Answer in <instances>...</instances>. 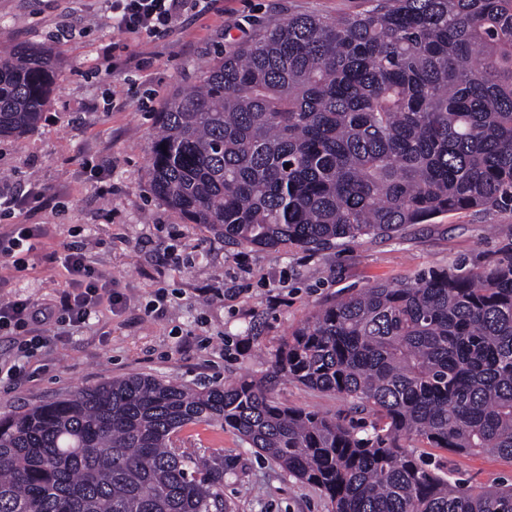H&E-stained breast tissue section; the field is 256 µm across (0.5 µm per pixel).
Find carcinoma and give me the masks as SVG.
<instances>
[{"label":"carcinoma","instance_id":"obj_1","mask_svg":"<svg viewBox=\"0 0 512 512\" xmlns=\"http://www.w3.org/2000/svg\"><path fill=\"white\" fill-rule=\"evenodd\" d=\"M367 2L281 19L173 94L154 193L228 244L309 251L512 213V0ZM53 80L48 55L0 54V135L36 127ZM284 378L342 395L372 432L275 402ZM199 423L233 430L333 512H512V480L466 487L403 449L512 462V245L325 306L263 382L130 375L1 416L0 512H224L229 463L179 444Z\"/></svg>","mask_w":512,"mask_h":512}]
</instances>
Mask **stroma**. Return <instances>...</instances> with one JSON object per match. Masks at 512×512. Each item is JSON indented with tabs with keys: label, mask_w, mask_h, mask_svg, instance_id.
<instances>
[{
	"label": "stroma",
	"mask_w": 512,
	"mask_h": 512,
	"mask_svg": "<svg viewBox=\"0 0 512 512\" xmlns=\"http://www.w3.org/2000/svg\"><path fill=\"white\" fill-rule=\"evenodd\" d=\"M362 0H220L170 36L135 38L113 29L98 0H0L7 34L0 52L23 44L50 53L55 77L38 126L0 137V183L35 190L40 204L25 224L49 229L46 251L81 241L125 304L71 327L36 323L43 346L13 381H0V415L56 400L131 374L193 388L260 379L277 347L320 308L375 283L394 286L432 269L493 263L512 242V214L460 212L413 224L390 237L341 239L311 252L225 245L218 232L187 221L159 200L149 180L157 114L188 91L220 53L234 50L272 21L317 12L335 17ZM71 37L53 42L60 23ZM130 61L105 70L112 46ZM112 188L100 196L99 186ZM25 275L0 269V301L23 297L41 308L67 286L61 269L26 257ZM163 315H151L157 291ZM282 405L346 416L348 402L294 381L271 392ZM186 447L223 454L225 512H331L315 487L298 482L220 425H191ZM410 451L448 464L456 477L485 486L512 477V462L413 442Z\"/></svg>",
	"instance_id": "obj_1"
}]
</instances>
